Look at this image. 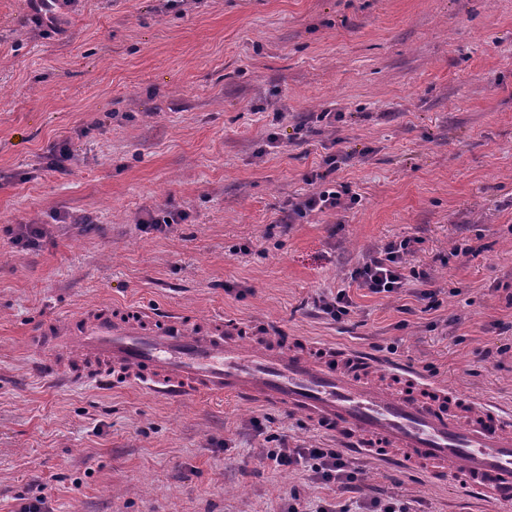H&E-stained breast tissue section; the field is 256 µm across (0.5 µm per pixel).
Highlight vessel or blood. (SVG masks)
<instances>
[{
	"mask_svg": "<svg viewBox=\"0 0 512 512\" xmlns=\"http://www.w3.org/2000/svg\"><path fill=\"white\" fill-rule=\"evenodd\" d=\"M47 376L73 386L111 376L174 400L201 395L288 410L350 455H397L478 497L512 503V410L461 397L405 365L350 346L244 339L216 319L190 323L147 308L100 305L28 339Z\"/></svg>",
	"mask_w": 512,
	"mask_h": 512,
	"instance_id": "b4317fda",
	"label": "vessel or blood"
}]
</instances>
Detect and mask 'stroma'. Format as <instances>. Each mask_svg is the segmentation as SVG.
<instances>
[{"instance_id": "35a3bbf8", "label": "stroma", "mask_w": 512, "mask_h": 512, "mask_svg": "<svg viewBox=\"0 0 512 512\" xmlns=\"http://www.w3.org/2000/svg\"><path fill=\"white\" fill-rule=\"evenodd\" d=\"M164 3L77 0L64 33L46 34L28 0H0V512L39 498L50 512H287L293 498L314 512L388 497L512 512L369 458H350L348 492L274 469L271 449L336 445L284 409L36 370L35 330L112 303L360 347L512 406V0ZM64 140L66 176L48 166ZM340 151L334 178L358 203L290 217ZM173 210L184 221L143 230ZM22 224L44 228L39 247L11 243ZM404 237L426 283L349 286ZM341 287L353 307L336 322L315 300Z\"/></svg>"}]
</instances>
